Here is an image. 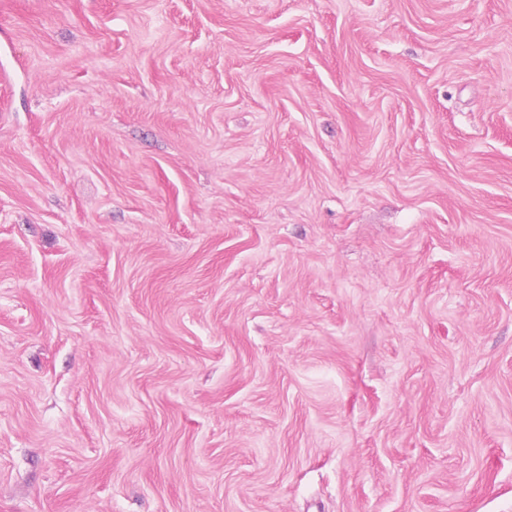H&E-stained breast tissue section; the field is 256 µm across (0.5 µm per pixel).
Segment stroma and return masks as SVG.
<instances>
[{"mask_svg":"<svg viewBox=\"0 0 512 512\" xmlns=\"http://www.w3.org/2000/svg\"><path fill=\"white\" fill-rule=\"evenodd\" d=\"M0 512H512V0H0Z\"/></svg>","mask_w":512,"mask_h":512,"instance_id":"obj_1","label":"stroma"}]
</instances>
